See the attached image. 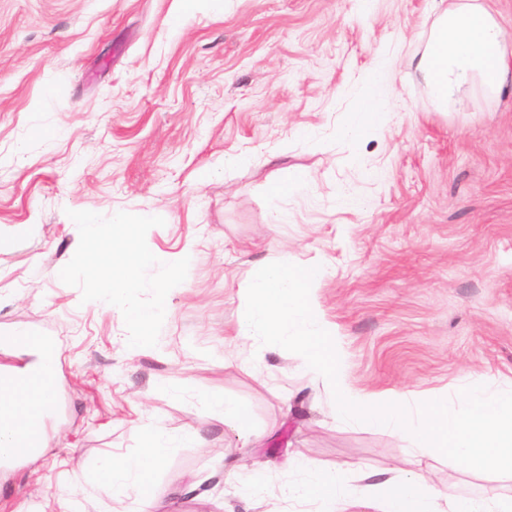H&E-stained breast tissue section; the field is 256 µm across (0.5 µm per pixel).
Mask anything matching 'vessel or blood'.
Listing matches in <instances>:
<instances>
[{
  "mask_svg": "<svg viewBox=\"0 0 512 512\" xmlns=\"http://www.w3.org/2000/svg\"><path fill=\"white\" fill-rule=\"evenodd\" d=\"M0 386H29L43 391L46 399L41 406V421L20 433L9 456L10 461H17L35 452L44 437L46 423L56 410V377L52 370L39 368L25 374L6 373L0 375Z\"/></svg>",
  "mask_w": 512,
  "mask_h": 512,
  "instance_id": "b4317fda",
  "label": "vessel or blood"
}]
</instances>
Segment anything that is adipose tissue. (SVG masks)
I'll list each match as a JSON object with an SVG mask.
<instances>
[{
  "label": "adipose tissue",
  "instance_id": "ef3b65f1",
  "mask_svg": "<svg viewBox=\"0 0 512 512\" xmlns=\"http://www.w3.org/2000/svg\"><path fill=\"white\" fill-rule=\"evenodd\" d=\"M417 69L430 96L439 108L463 107L464 91L480 90L485 97L498 98L512 87V66L505 54L502 25L479 0H450L439 12ZM393 93L391 62L380 59L368 72L364 88L350 113L341 135L358 143L371 134ZM44 396L34 387L0 390V453L12 446L13 430L23 428L37 417ZM175 435L160 427L148 429L139 455L117 459L103 457L95 471L100 489L113 490L136 482L143 505H151L161 494L151 470L163 459ZM290 469L301 470L305 478L282 487L283 497L311 500L340 497L343 507L366 504L374 512H437L439 491L423 475L396 479L387 487H373L340 496L341 469L327 471L302 456L289 460Z\"/></svg>",
  "mask_w": 512,
  "mask_h": 512
}]
</instances>
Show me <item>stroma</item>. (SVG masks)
<instances>
[{"label": "stroma", "mask_w": 512, "mask_h": 512, "mask_svg": "<svg viewBox=\"0 0 512 512\" xmlns=\"http://www.w3.org/2000/svg\"><path fill=\"white\" fill-rule=\"evenodd\" d=\"M436 15L433 0H199L189 14L182 0H0V370L30 362L5 342L16 330L59 347L47 446L0 465V512H139L137 487L83 486L153 426L197 438L156 467L150 512H338L282 497L296 453L355 488L412 470L452 498L512 495V475L334 422L302 356L234 334L247 278L322 258L316 300L355 388L426 399L467 373L512 379V94L437 110L412 61ZM381 53L397 93L354 145L338 130ZM299 178L308 195L270 199ZM346 190L363 206L339 207ZM79 209L162 217L150 251L189 258L161 345L129 347L122 312L56 276ZM216 398L244 406L260 440ZM255 463L259 490L238 478ZM210 406L216 413L224 417V420L234 423L244 436L250 437L255 435L256 438H259V435L253 432L250 418L243 407L223 399L212 400Z\"/></svg>", "instance_id": "obj_1"}]
</instances>
